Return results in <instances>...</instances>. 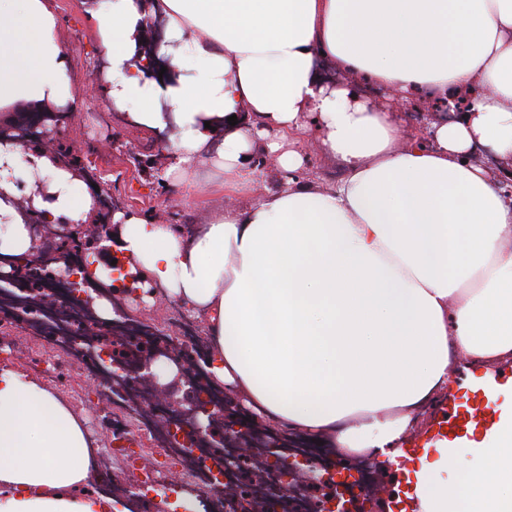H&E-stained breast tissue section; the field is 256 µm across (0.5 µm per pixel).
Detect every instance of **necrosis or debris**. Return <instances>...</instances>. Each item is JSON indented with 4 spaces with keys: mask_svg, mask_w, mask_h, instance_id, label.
<instances>
[{
    "mask_svg": "<svg viewBox=\"0 0 512 512\" xmlns=\"http://www.w3.org/2000/svg\"><path fill=\"white\" fill-rule=\"evenodd\" d=\"M93 285L90 279L75 283L62 277L57 262L45 258L21 265L11 279L0 280V294L18 298L10 307H0V329L31 331L47 339L52 356L29 364L45 381L57 384L79 375L111 397L113 436L136 443L123 453V466L147 464L140 482L142 495L166 483L175 469L184 484L207 497L208 512H333L336 477L325 470L327 451L314 439H287L277 427L266 426L263 455L254 460L238 455L233 443L225 440L224 420L237 418L238 412L206 366L210 344L199 321L181 314L153 323L116 312L106 318L98 308L81 305L57 309L59 300ZM87 328L98 334L101 354L80 343ZM166 344L195 394L222 412L204 444L186 441L187 419L156 400L147 387L127 380L135 371L148 374L149 363L157 362V351ZM270 456L283 463L307 459L316 467L317 477L303 483L275 482L266 473Z\"/></svg>",
    "mask_w": 512,
    "mask_h": 512,
    "instance_id": "4bbe7bcc",
    "label": "necrosis or debris"
}]
</instances>
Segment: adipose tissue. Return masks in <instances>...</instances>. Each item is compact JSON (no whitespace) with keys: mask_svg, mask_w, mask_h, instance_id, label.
I'll return each mask as SVG.
<instances>
[{"mask_svg":"<svg viewBox=\"0 0 512 512\" xmlns=\"http://www.w3.org/2000/svg\"><path fill=\"white\" fill-rule=\"evenodd\" d=\"M80 6L113 110L163 142L183 198H198L207 169L228 200L190 231L117 210L110 238L204 319L209 370L256 418L387 469L457 360H512V0ZM156 20L161 75L146 53ZM324 60L464 109L401 143L399 115L326 83ZM78 105L55 0H0V112L66 118ZM311 130L346 169L325 191L294 177ZM263 154L291 177L255 198L251 161ZM85 179L50 149L0 143V255L33 253V218L97 222L95 195L73 192ZM469 454L481 465L449 485ZM99 460L67 401L0 365V512H120L94 488ZM412 485L419 512H512V420L467 448L425 449Z\"/></svg>","mask_w":512,"mask_h":512,"instance_id":"obj_1","label":"adipose tissue"}]
</instances>
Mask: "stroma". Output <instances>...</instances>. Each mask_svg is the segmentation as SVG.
<instances>
[{
    "label": "stroma",
    "mask_w": 512,
    "mask_h": 512,
    "mask_svg": "<svg viewBox=\"0 0 512 512\" xmlns=\"http://www.w3.org/2000/svg\"><path fill=\"white\" fill-rule=\"evenodd\" d=\"M56 6L76 92L83 101L81 111L70 116L60 147L87 162L95 185L110 193L116 207L176 229L206 223L211 210L226 203L223 196L209 193L210 173L203 170L198 174L202 193L197 200L187 202L180 198L177 188L166 182L162 172V142L117 119L99 90L103 59L79 0H56ZM302 150L306 165L301 179L323 188L343 176L342 163L329 154L317 134H309ZM502 375L507 381L499 388L498 403L512 408V361L487 371L459 362L448 374V392L455 396L467 394L474 377L491 380Z\"/></svg>",
    "instance_id": "obj_1"
}]
</instances>
